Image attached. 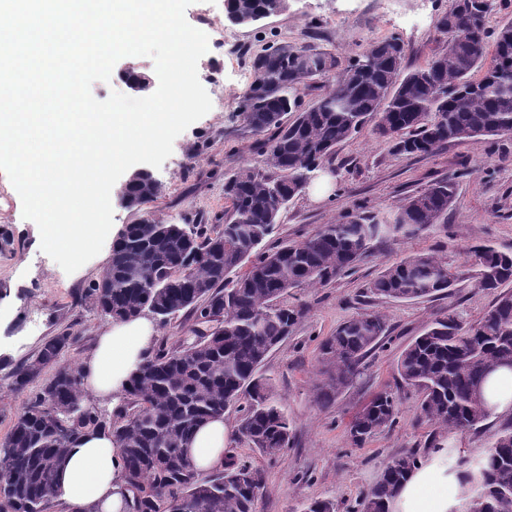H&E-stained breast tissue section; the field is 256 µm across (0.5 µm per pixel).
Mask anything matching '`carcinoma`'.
<instances>
[{
  "mask_svg": "<svg viewBox=\"0 0 512 512\" xmlns=\"http://www.w3.org/2000/svg\"><path fill=\"white\" fill-rule=\"evenodd\" d=\"M274 0H233L235 16L272 11ZM493 0H452L436 28L447 47L425 65L404 70L407 46L398 36L371 43L341 68L336 57L308 46L272 45L251 59L255 78L237 112L258 136L266 171L242 168L224 182L231 208L224 223L128 224L112 247L101 280L89 290L94 307L113 319L146 313L161 323L183 310L194 315V339L161 347L134 372L124 403L102 414L83 387L79 364L67 359L71 336L48 338L14 373L24 394L0 440V512H54L53 488L67 449L88 429L112 435L129 491L127 512H257L266 494L261 471L231 449L205 475L187 445L208 420L232 407L236 432L266 456L290 443L288 416L260 370L291 334L302 309L284 303L294 288H320L349 273L377 239L413 237L447 220L455 175L404 199L389 218L358 214L324 224L300 241L267 251L281 210L315 178L322 163L368 124L403 155L431 156L452 142L512 134V21L488 44ZM318 77L328 90L303 105L300 87ZM163 187L138 177L122 189L140 206ZM476 284L496 301L474 323L453 307L401 352L397 386L420 395L415 422L433 427L425 448L448 444L492 415L483 397L487 376L512 359V254L484 245L468 250ZM245 272L236 274L240 268ZM456 278L433 253L387 265L369 292L395 301L453 294ZM386 336L383 317L363 313L341 323L320 345L324 381L317 401L329 406L363 369ZM52 369L49 377L43 371ZM398 398L383 391L349 423L356 446L397 423ZM417 451L393 458L351 512H388ZM470 486L467 512H512V421L492 437L477 466L457 461Z\"/></svg>",
  "mask_w": 512,
  "mask_h": 512,
  "instance_id": "1",
  "label": "carcinoma"
}]
</instances>
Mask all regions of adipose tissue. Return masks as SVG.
Instances as JSON below:
<instances>
[{"mask_svg": "<svg viewBox=\"0 0 512 512\" xmlns=\"http://www.w3.org/2000/svg\"><path fill=\"white\" fill-rule=\"evenodd\" d=\"M155 329L144 316L119 320L98 338L83 364L84 387L98 398L124 395L142 354L154 343ZM230 428L217 418L202 426L188 445L196 466L209 469L224 459ZM126 483L121 454L111 437L88 431L69 448L56 486L66 512H125ZM458 494L448 480L446 452H429L392 500L389 512H450Z\"/></svg>", "mask_w": 512, "mask_h": 512, "instance_id": "obj_1", "label": "adipose tissue"}]
</instances>
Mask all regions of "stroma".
<instances>
[{
    "mask_svg": "<svg viewBox=\"0 0 512 512\" xmlns=\"http://www.w3.org/2000/svg\"><path fill=\"white\" fill-rule=\"evenodd\" d=\"M450 5L451 0H288L281 13L242 26L229 21L224 0H194L185 12L190 25L200 27L207 15L224 29L223 49H209L197 67L212 108L175 139L171 155L153 169L163 186L158 198L130 208L119 189H112L110 238L142 220L223 223L229 206L225 179L243 167H265L255 136L237 115L238 102L254 79L251 58L263 47L287 41L331 53L345 64L369 43L397 36L409 48L406 65L412 69L445 48L436 23ZM322 173L330 179L329 189L320 193L311 185L290 202L264 249L301 240L320 225L360 212L389 215L405 197L452 173L458 190L447 223L417 237L374 243L352 274L326 287L290 290L289 303L302 307L303 314L261 372L270 378L273 395L288 416L292 442L280 457L270 459L234 432L228 440L229 447L263 474L267 493L259 512H301L304 503L314 499L333 500L339 512H346L379 479L388 461L423 448L430 428L414 421L415 391H398L396 426L363 446L353 445L348 423L374 394L395 389L400 352L436 314L452 306L472 323L492 305L494 294L475 286L477 269L467 257L468 247L487 242L512 253V135L473 138L422 158L396 153L391 143L367 128L340 145ZM428 251L441 256L456 274L452 296L391 301L369 293L368 283L386 264ZM111 253V244H104L76 272L65 273L41 250L37 225L23 218L20 197L0 172V438L22 404L10 388L16 368L46 339L59 334L73 338L68 359L82 362L111 326V318L87 299ZM372 311L387 319L383 347L364 373L329 408H322L316 400L323 379L318 363L321 342L340 323Z\"/></svg>",
    "mask_w": 512,
    "mask_h": 512,
    "instance_id": "35a3bbf8",
    "label": "stroma"
}]
</instances>
